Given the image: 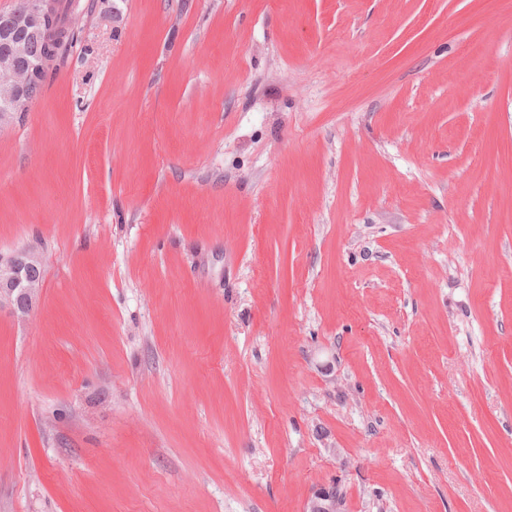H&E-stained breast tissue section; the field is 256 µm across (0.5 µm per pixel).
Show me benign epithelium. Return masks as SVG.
Returning a JSON list of instances; mask_svg holds the SVG:
<instances>
[{
  "label": "benign epithelium",
  "instance_id": "benign-epithelium-1",
  "mask_svg": "<svg viewBox=\"0 0 512 512\" xmlns=\"http://www.w3.org/2000/svg\"><path fill=\"white\" fill-rule=\"evenodd\" d=\"M53 0H24L21 8L0 13V44L7 50L0 54V132L29 111L37 99L36 87L49 66L46 57L20 62L33 40L50 39L48 21ZM43 288L42 262L31 247L5 256L0 253V309L7 308L16 318H24L33 308ZM333 488L317 490L306 502L304 512H323L322 502Z\"/></svg>",
  "mask_w": 512,
  "mask_h": 512
}]
</instances>
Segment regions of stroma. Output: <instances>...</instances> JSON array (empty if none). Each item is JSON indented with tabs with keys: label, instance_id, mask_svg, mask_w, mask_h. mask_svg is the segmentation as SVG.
I'll list each match as a JSON object with an SVG mask.
<instances>
[{
	"label": "stroma",
	"instance_id": "1",
	"mask_svg": "<svg viewBox=\"0 0 512 512\" xmlns=\"http://www.w3.org/2000/svg\"><path fill=\"white\" fill-rule=\"evenodd\" d=\"M74 4L0 512H512V0Z\"/></svg>",
	"mask_w": 512,
	"mask_h": 512
}]
</instances>
